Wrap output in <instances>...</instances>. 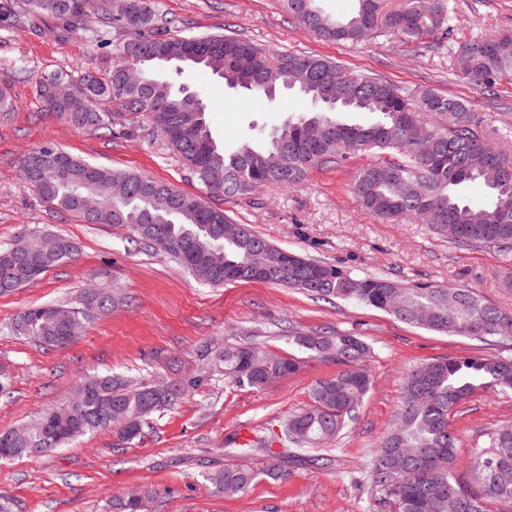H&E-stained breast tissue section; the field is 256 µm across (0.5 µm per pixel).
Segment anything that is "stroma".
<instances>
[{
  "instance_id": "stroma-1",
  "label": "stroma",
  "mask_w": 512,
  "mask_h": 512,
  "mask_svg": "<svg viewBox=\"0 0 512 512\" xmlns=\"http://www.w3.org/2000/svg\"><path fill=\"white\" fill-rule=\"evenodd\" d=\"M162 18L186 20V35L232 26L271 49L333 58L349 70L410 87H427L469 102L487 133L512 130V81L487 93L456 69L458 43L485 33L512 29V0H451L453 32L443 49L432 39L406 45L393 36L351 44L323 42L284 11L281 0H154ZM81 29L58 38L52 26L38 34L0 20V89L16 103L0 114V246L29 231L57 234L76 243L74 259L15 293L0 296V371L8 373L0 395V430L61 405L80 378L112 372L148 381L165 373L171 355L195 366L205 341H247L272 354L299 357L298 372L261 389L217 379L188 396L174 410L154 417L143 438L118 445L108 431L86 435L37 459L0 460V496L13 512H109L111 496L143 486L156 497L148 512H394L369 487L374 451L390 426L405 377L434 360L489 355L512 360V338L464 337L426 331L354 301L313 298L300 290L261 282L213 288L189 275L165 253L137 245L127 228L86 224L61 217L22 181L20 164L30 150L52 145L91 163L166 181L189 194L204 193L191 169L172 155L147 120L134 131L121 121L102 131L78 129L45 111L37 92L44 73L78 75L106 68L117 59L126 34L113 30L97 43ZM181 81L199 92L209 110L213 137L232 149L270 135L298 103L293 95L276 101L246 100L200 69ZM358 155L341 166L313 170L291 188L269 186L236 197L207 195L237 224H247L270 243L303 256L344 267L358 276L384 275L401 284L432 283L471 289L482 301L512 313V248L465 249L408 219L385 223L364 209L350 185L359 168L372 163ZM205 194V193H204ZM91 288L128 297L129 303L83 326L64 348L38 344L12 332L23 309L65 304ZM352 333L370 345L365 361L373 386L357 419L334 443L330 467L302 459L288 463V477L264 476L268 457L258 451L231 458L224 437L248 439L278 431L289 415L309 407L311 386L341 369L335 360L299 350L293 330ZM458 437L457 474L469 480L471 448L485 432L512 425V392L479 390L450 417ZM248 467L258 477L239 496L213 493L209 471L228 464Z\"/></svg>"
}]
</instances>
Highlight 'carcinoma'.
I'll use <instances>...</instances> for the list:
<instances>
[{
	"instance_id": "1",
	"label": "carcinoma",
	"mask_w": 512,
	"mask_h": 512,
	"mask_svg": "<svg viewBox=\"0 0 512 512\" xmlns=\"http://www.w3.org/2000/svg\"><path fill=\"white\" fill-rule=\"evenodd\" d=\"M282 2L293 17L308 11L307 30L323 42L354 44L381 30L405 44L428 37L443 43L452 32L448 0H404L398 10L387 9L385 0H356L355 11L345 20L323 11L320 0ZM0 8L33 30L52 20L56 32L65 35L96 11L101 28L93 37H104L111 27L129 32L119 46V60L103 72L91 69L78 78L64 70L42 75L38 93L46 110L76 128L94 131L112 126V108L132 121L147 119L210 193L244 196L259 185L295 186L316 168L342 165L357 154L379 155L381 160L358 169L352 186L360 203L378 218L386 222L417 218L461 246L512 245V154L489 137L465 100L355 73L320 55L261 47L234 32L171 35L172 21L158 17L153 0H124L117 8L113 0H7ZM455 55L465 64L464 76L488 92L504 80L512 81L511 31L465 41ZM186 66L209 70L247 98L272 101L288 91L309 107L264 141L226 150L211 135L207 104L200 94L176 85L174 77ZM332 71L341 78L329 89L325 82ZM67 81L73 82V95L58 100L49 94L51 85ZM339 108L369 112L374 118L348 122L336 117ZM424 113L443 117L444 125L428 126L421 119ZM409 120L421 126L422 150L406 140L404 124ZM493 165L496 181L489 182L485 172ZM20 171L41 202L53 210L76 215L86 224H122L135 239L170 255L204 284H275L323 299L355 301L434 332L512 337V315L469 290L427 284L409 287L304 258L167 182L96 166L53 146L26 154ZM475 181L487 188L489 204L474 206L461 193ZM81 196L94 197L100 208L90 214L80 212L75 201ZM143 209L161 219L164 241L140 231L139 223L131 220ZM58 241L59 251L50 253L44 234L28 232L0 247V294L27 287L72 259L74 243L61 236ZM121 302L110 291H86L63 309L70 325L82 326ZM14 329L44 345L66 346L60 339L56 304L20 311ZM291 341L345 369L316 381L310 390L312 405L289 416L280 434L259 433L245 441L236 434L225 437L224 452L236 456L267 450L275 442L286 448L283 454L272 453L266 469V475L276 480L288 476L286 459L301 458L340 436L372 385L364 365L370 347L360 337L311 330L292 334ZM201 354L210 368L207 374H188L181 360L172 357L167 360L170 375L157 381H132L111 373L86 376L65 404L0 431V459L38 457L106 429L119 441L131 443L155 415L217 376L258 389L300 369L298 358L274 357L251 343L228 341L218 350L205 347ZM479 388L512 390V360L439 359L406 376L394 422L369 470L372 489L392 502L395 512H487L491 500L512 503V425L491 432L485 445L470 451L469 469L480 475L483 486L471 490L456 475L457 437L448 418ZM256 477L247 468L228 465L208 473L206 480L216 493L237 496ZM155 495L153 488L145 487L112 496L110 506L112 512H147Z\"/></svg>"
}]
</instances>
